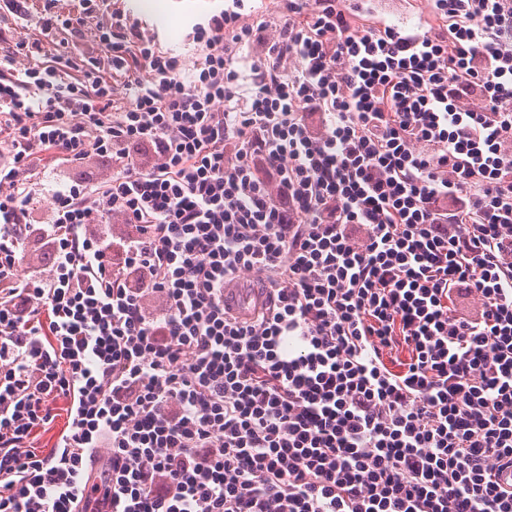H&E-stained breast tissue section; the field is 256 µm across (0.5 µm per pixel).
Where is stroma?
Listing matches in <instances>:
<instances>
[{
  "instance_id": "obj_1",
  "label": "stroma",
  "mask_w": 512,
  "mask_h": 512,
  "mask_svg": "<svg viewBox=\"0 0 512 512\" xmlns=\"http://www.w3.org/2000/svg\"><path fill=\"white\" fill-rule=\"evenodd\" d=\"M140 0H105L104 5L93 11H86L84 0H56L59 13L83 16V35L72 34L59 28L43 31L41 17L43 0H29L28 16L21 19L0 9V32L12 35L14 40H40L43 52L42 62H50L59 43H68L74 57L86 56L91 51L95 32L109 30L113 13L127 15L136 20L145 37L155 41L157 48L179 56L184 77H191L193 65L200 54V47L194 38V27L206 23L211 14L230 7L231 0H165L167 15L161 16L140 8Z\"/></svg>"
}]
</instances>
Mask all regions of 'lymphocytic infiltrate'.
<instances>
[{"label": "lymphocytic infiltrate", "instance_id": "1", "mask_svg": "<svg viewBox=\"0 0 512 512\" xmlns=\"http://www.w3.org/2000/svg\"><path fill=\"white\" fill-rule=\"evenodd\" d=\"M431 2L0 57V512H512V0ZM396 1V2H391ZM385 0L387 11L383 16L399 25H415L419 22H427L432 26L441 25L431 8V0Z\"/></svg>", "mask_w": 512, "mask_h": 512}]
</instances>
